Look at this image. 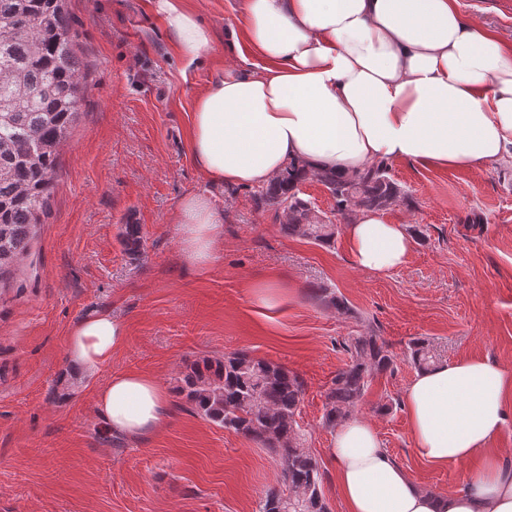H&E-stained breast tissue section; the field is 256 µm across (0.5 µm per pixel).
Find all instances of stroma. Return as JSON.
I'll return each mask as SVG.
<instances>
[{"label":"stroma","instance_id":"stroma-1","mask_svg":"<svg viewBox=\"0 0 512 512\" xmlns=\"http://www.w3.org/2000/svg\"><path fill=\"white\" fill-rule=\"evenodd\" d=\"M216 38L238 0H185ZM464 15L512 43V0H458ZM86 70L81 115L53 175L27 255L0 293V512H260L285 491L280 459L249 436L214 425L176 394L194 361L247 351L305 383L297 422L320 463L330 512H344L322 424L324 394L351 360L344 342L370 332L396 356L356 408L424 490L465 486L473 463L419 459L404 390L416 373L407 344L428 340L439 360L485 358L512 374V166L467 169L390 163L405 197L384 215L412 240L407 262L376 276L354 268L344 233L328 246L282 232L285 212L257 208L250 186L215 187L224 235L204 270L181 255L175 210L203 189L189 144L192 104L232 63L223 46L187 64L151 0H68ZM141 227L128 255L124 225ZM277 279L288 299L267 312L251 297ZM335 291L351 314L316 295ZM111 311L128 335L112 360L71 375L68 334ZM154 376L169 416L150 438L108 435L95 393L112 374Z\"/></svg>","mask_w":512,"mask_h":512}]
</instances>
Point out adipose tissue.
<instances>
[{
  "label": "adipose tissue",
  "instance_id": "obj_1",
  "mask_svg": "<svg viewBox=\"0 0 512 512\" xmlns=\"http://www.w3.org/2000/svg\"><path fill=\"white\" fill-rule=\"evenodd\" d=\"M232 41L246 40L260 69L227 66L195 97L193 160L212 184L263 186L288 166L341 179L404 161L448 169L512 165V44L467 18L458 0H240ZM178 54L201 60L212 30L182 0H154ZM187 263L211 266L224 233L209 192L177 207ZM352 265L375 275L411 251L403 225L377 211L344 228ZM126 327L103 311L70 331L68 357L90 373L124 344ZM512 377L482 358L418 372L404 393L414 452L444 468L475 463L465 487L434 494L397 464L369 422L334 434L331 457L346 512H512V468L488 449L506 420ZM111 434L137 442L168 416L153 377L113 374L95 394Z\"/></svg>",
  "mask_w": 512,
  "mask_h": 512
}]
</instances>
